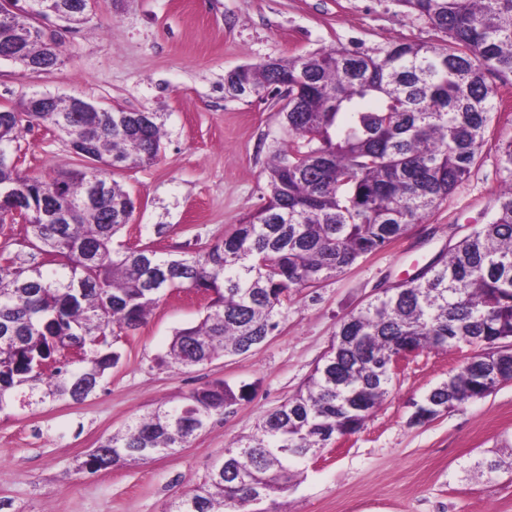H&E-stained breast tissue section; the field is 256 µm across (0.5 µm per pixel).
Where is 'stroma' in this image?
Returning <instances> with one entry per match:
<instances>
[{
    "label": "stroma",
    "instance_id": "stroma-1",
    "mask_svg": "<svg viewBox=\"0 0 512 512\" xmlns=\"http://www.w3.org/2000/svg\"><path fill=\"white\" fill-rule=\"evenodd\" d=\"M50 26L60 65L29 73L0 61V106L40 92L158 113V161L115 178L135 201L121 241L164 253L204 250L261 207L266 167L287 141L280 99L228 98L229 72L340 45L373 54L399 40L441 38L395 0H97L84 23ZM497 106L468 180L384 250L291 296L278 331L259 346L186 370L158 366L175 331L204 315V300L185 291L160 301L141 327L122 335L119 364L85 402L0 413V512H163L225 445L253 434L266 411L297 391L342 317L486 221L500 186L495 143L512 137V86L499 87ZM19 143L24 173L82 166L45 127H23ZM475 352L460 343L418 353L360 432L308 462L281 498L283 512H512V382L427 424L410 423L416 403ZM213 379L247 395L188 447L136 466L80 469L99 439ZM494 460L502 463L497 472H476V464Z\"/></svg>",
    "mask_w": 512,
    "mask_h": 512
}]
</instances>
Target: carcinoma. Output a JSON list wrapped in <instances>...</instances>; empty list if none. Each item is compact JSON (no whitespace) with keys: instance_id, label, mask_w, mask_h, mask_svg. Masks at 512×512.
I'll return each instance as SVG.
<instances>
[{"instance_id":"1","label":"carcinoma","mask_w":512,"mask_h":512,"mask_svg":"<svg viewBox=\"0 0 512 512\" xmlns=\"http://www.w3.org/2000/svg\"><path fill=\"white\" fill-rule=\"evenodd\" d=\"M446 36L399 41L371 55L344 46L239 68L230 82L264 98L282 93L277 116L288 145L268 163L266 202L199 253L163 254L115 242L135 201L110 171L151 165L162 123L139 112H49L26 101L0 112V191L20 193L37 254L59 262L0 265V412L15 405L84 402L120 360L121 333L138 329L173 292L207 296L205 315L175 332L162 366L193 368L242 355L248 338L280 326L283 302L317 288L405 234L469 177L487 144L498 87L512 84V0H396ZM46 44L32 16L0 20V52ZM44 125L84 166L44 178L21 172L23 125ZM501 188L489 220L476 224L418 275L343 317L335 340L296 394L261 417L257 432L224 449L220 466L165 512H246L276 499L306 462L358 432L390 394L386 367L402 344L417 350L466 342L480 348L415 405L411 423L482 399L512 381V138L497 145ZM108 196L92 200L93 181ZM83 350L76 362L65 351ZM55 361L36 370V360ZM244 399L222 380L130 419L79 468L124 466L188 447L214 417Z\"/></svg>"}]
</instances>
